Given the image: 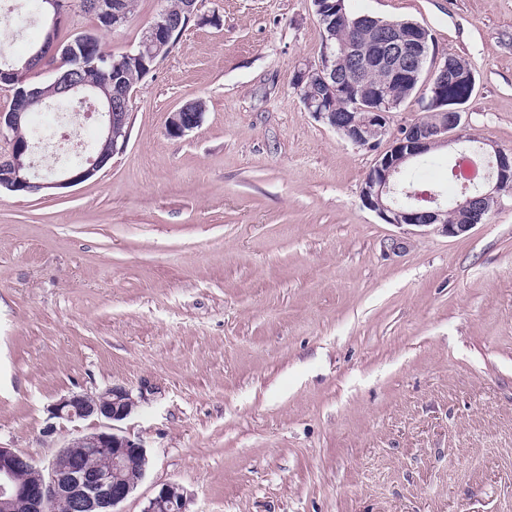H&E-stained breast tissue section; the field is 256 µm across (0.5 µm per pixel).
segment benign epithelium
<instances>
[{"label": "benign epithelium", "instance_id": "7a95c632", "mask_svg": "<svg viewBox=\"0 0 512 512\" xmlns=\"http://www.w3.org/2000/svg\"><path fill=\"white\" fill-rule=\"evenodd\" d=\"M98 26L112 30L127 22L121 0H92ZM319 23L334 27L344 22V0H311ZM201 0H185L177 16L164 11L145 31L135 50L112 61L110 74L101 86L107 106L100 112L102 121L99 140L102 146L91 151L79 169H63L51 177L36 180L38 173L30 161L32 146L18 142L13 131L25 118L23 112L0 113V139L8 150L0 154V189L10 192H40L48 188H67L85 182L106 167L127 145L130 127L129 102L131 87L121 79L128 69L145 73L153 70L170 52L189 21L198 16ZM362 26L369 31L363 45L347 42L340 46L325 40L321 56L305 64L294 75L297 86L312 75L322 89L315 99L304 100L305 108L352 144L375 149L387 141L379 153L360 191L363 204L383 221L405 227L403 234L392 235L382 243L388 255L408 250L410 236L438 232L448 237L459 236L482 223L498 208L502 193L512 189V152L494 143L485 142V151L496 159V171L485 178L478 195L458 199L454 210L465 216L461 224L448 223V206L437 191L407 190L408 199L397 200L399 176L403 169L431 152L456 146L455 154L465 151L474 134L463 120L464 96H451L448 87L460 83L471 85L474 73L459 74L448 61L435 63L432 78L425 85L424 108L431 111L427 122L413 121L398 133L390 132L391 114L400 101L370 79L372 71L381 69L396 81L409 86L417 84L430 57L429 32L420 24L403 21H381L362 17ZM68 57L70 68L63 70L56 61L57 51ZM102 53L94 33L77 35L65 47L53 42L47 50L36 51L23 68L0 69V86L12 91V98L26 102L43 97L42 91L27 83L28 76L38 70L51 73L52 86L58 95L74 97L83 91L82 71L87 65L99 66ZM350 60L349 71L338 70L337 58ZM341 91L354 102L351 112H327L325 103ZM204 113L171 112L167 130L182 136L198 128ZM139 406V400L124 386L113 385L96 395L71 394L59 399L51 409L57 419L76 421L95 416L101 425L94 431L81 433L61 446L46 466H39L12 448L0 446V512H118L117 507L134 491L136 484L125 473L135 465L146 472L148 454L142 442L121 433L117 423L127 419ZM102 452L107 465L100 469L87 466L88 457ZM23 470L36 474L34 481L21 483L17 474ZM144 512H184V494L174 483L162 485L148 501Z\"/></svg>", "mask_w": 512, "mask_h": 512}]
</instances>
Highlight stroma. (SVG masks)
Listing matches in <instances>:
<instances>
[{
  "label": "stroma",
  "mask_w": 512,
  "mask_h": 512,
  "mask_svg": "<svg viewBox=\"0 0 512 512\" xmlns=\"http://www.w3.org/2000/svg\"><path fill=\"white\" fill-rule=\"evenodd\" d=\"M168 0L97 29L133 51ZM411 20L472 66L468 128L512 150V0H347ZM133 92L126 149L88 181L0 191V445L46 464L97 418L72 393L140 396L121 422L185 512H512V193L457 237L367 209L376 154L307 112L310 0H204ZM202 125L166 121L189 101ZM53 434H45L47 425ZM189 111L182 107L177 112H170L167 119V130L171 136H182L186 132L198 128L202 122L205 112H183Z\"/></svg>",
  "instance_id": "obj_1"
}]
</instances>
